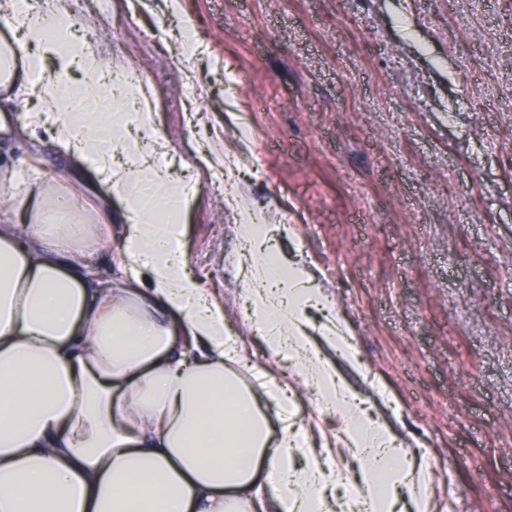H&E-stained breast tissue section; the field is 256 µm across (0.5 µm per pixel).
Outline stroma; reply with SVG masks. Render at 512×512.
Listing matches in <instances>:
<instances>
[{
  "instance_id": "1",
  "label": "stroma",
  "mask_w": 512,
  "mask_h": 512,
  "mask_svg": "<svg viewBox=\"0 0 512 512\" xmlns=\"http://www.w3.org/2000/svg\"><path fill=\"white\" fill-rule=\"evenodd\" d=\"M107 65L140 72L157 163L197 193L180 218L189 270L224 308L262 395L276 377L320 459L351 478L344 422L302 365L270 352L242 287L238 224L265 215L266 249L303 265L326 303L314 346L430 475V512H512V0H62ZM0 139L14 184L68 195L84 223L126 204L59 153L23 98ZM339 321L346 357L324 328Z\"/></svg>"
}]
</instances>
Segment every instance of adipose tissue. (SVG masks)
Listing matches in <instances>:
<instances>
[{
    "label": "adipose tissue",
    "mask_w": 512,
    "mask_h": 512,
    "mask_svg": "<svg viewBox=\"0 0 512 512\" xmlns=\"http://www.w3.org/2000/svg\"><path fill=\"white\" fill-rule=\"evenodd\" d=\"M6 3L8 24L37 45L22 96L39 97L60 130L58 150L124 198L131 229L104 275L76 252L91 225L60 223L39 183L27 190V225L0 215V512H323L341 473L300 432L272 441L259 400L231 367L239 353L223 307L187 272L178 217L151 221L164 183L140 152L141 136L155 133L152 112L113 103L100 135L84 136V117L61 107L65 78L82 61L86 89L100 90L101 62L81 44L43 38L64 17L58 0ZM239 231L267 347L294 349L321 401L351 417L344 441L363 471L346 512H393L401 486L427 512L425 474L386 426L357 413L355 393L304 331L306 306L321 300L308 272L271 262L260 225ZM139 265L149 281L129 287Z\"/></svg>",
    "instance_id": "1"
}]
</instances>
